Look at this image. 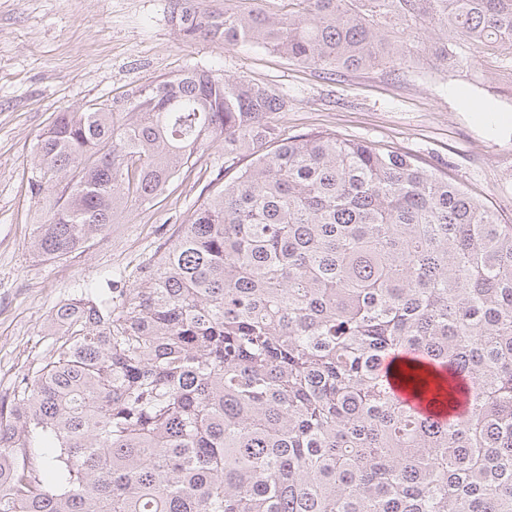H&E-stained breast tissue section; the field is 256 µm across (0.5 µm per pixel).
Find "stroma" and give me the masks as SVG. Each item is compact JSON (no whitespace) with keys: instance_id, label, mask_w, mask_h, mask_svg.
Here are the masks:
<instances>
[{"instance_id":"1","label":"stroma","mask_w":512,"mask_h":512,"mask_svg":"<svg viewBox=\"0 0 512 512\" xmlns=\"http://www.w3.org/2000/svg\"><path fill=\"white\" fill-rule=\"evenodd\" d=\"M183 11L217 22L224 0H0V393L42 357L74 286L131 287L224 168L223 147L210 148L157 203L126 212L85 251L45 261L27 247L53 194L31 191L40 135L59 112L123 111L138 88L187 69L284 97L274 117L284 135L331 130L408 152L512 224V98L500 93L511 50L463 45L446 69L426 54V34L408 31L405 59L330 76L257 45L187 34Z\"/></svg>"}]
</instances>
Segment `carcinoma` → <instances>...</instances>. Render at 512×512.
Wrapping results in <instances>:
<instances>
[{
  "mask_svg": "<svg viewBox=\"0 0 512 512\" xmlns=\"http://www.w3.org/2000/svg\"><path fill=\"white\" fill-rule=\"evenodd\" d=\"M210 34L329 75L405 57L395 27L512 49V0H294ZM188 70L128 110L57 114L29 247H90L224 146L251 162L131 288L60 305L0 394V512H512V224L413 155L317 131Z\"/></svg>",
  "mask_w": 512,
  "mask_h": 512,
  "instance_id": "1",
  "label": "carcinoma"
}]
</instances>
